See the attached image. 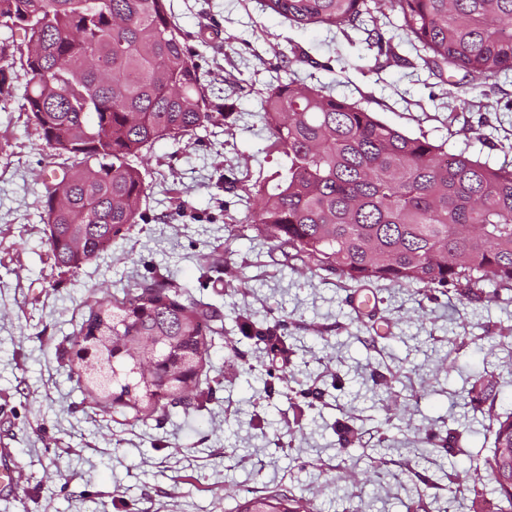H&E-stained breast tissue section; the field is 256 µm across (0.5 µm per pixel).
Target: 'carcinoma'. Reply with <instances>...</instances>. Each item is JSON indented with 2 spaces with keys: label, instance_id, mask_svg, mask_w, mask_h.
Here are the masks:
<instances>
[{
  "label": "carcinoma",
  "instance_id": "1",
  "mask_svg": "<svg viewBox=\"0 0 512 512\" xmlns=\"http://www.w3.org/2000/svg\"><path fill=\"white\" fill-rule=\"evenodd\" d=\"M373 0H262L291 23L358 28ZM411 40L471 78L512 72V0H391ZM0 28L22 32L24 107L40 140L64 158L45 196L56 266L75 272L141 218L147 187L133 159L163 139L217 121L166 0H0ZM260 117L287 166L262 191L251 223L280 247L365 286L388 280L438 288L512 285V167L409 136L347 99L296 79L269 85ZM211 315L177 286L150 277L95 302L63 349L78 380L104 405L149 418L199 404ZM512 503V415L497 420L485 461ZM284 494L254 497L241 512H313Z\"/></svg>",
  "mask_w": 512,
  "mask_h": 512
}]
</instances>
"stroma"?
Returning <instances> with one entry per match:
<instances>
[{
    "instance_id": "1",
    "label": "stroma",
    "mask_w": 512,
    "mask_h": 512,
    "mask_svg": "<svg viewBox=\"0 0 512 512\" xmlns=\"http://www.w3.org/2000/svg\"><path fill=\"white\" fill-rule=\"evenodd\" d=\"M167 6L224 119L150 148L144 222L78 272L46 242L58 160L22 107L23 70L0 97V448L18 476L0 512H238L270 494L316 512H512L484 466L497 417L512 413V288L492 302L378 281L376 311L356 316L353 283L267 240L249 222L255 199L224 190L225 177L264 186L286 166L257 111L289 71L496 166H512V74L473 93L463 72L423 64L387 5L375 15L392 60L363 31L300 26L260 0ZM153 275L206 308L215 335L201 408L142 421L89 397L61 350L89 304ZM478 374L492 383L480 401Z\"/></svg>"
}]
</instances>
